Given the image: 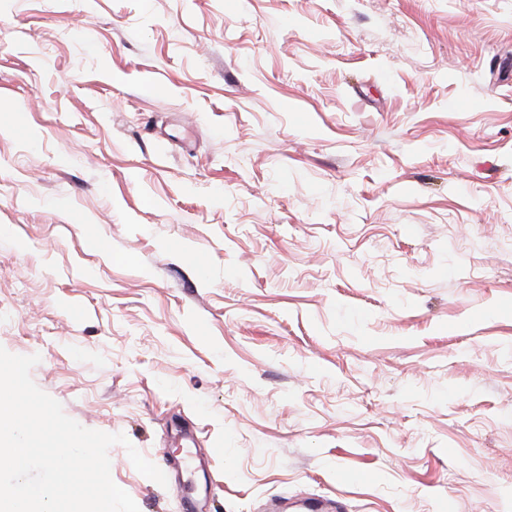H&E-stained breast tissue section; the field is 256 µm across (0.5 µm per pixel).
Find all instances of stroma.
<instances>
[{
    "instance_id": "35a3bbf8",
    "label": "stroma",
    "mask_w": 512,
    "mask_h": 512,
    "mask_svg": "<svg viewBox=\"0 0 512 512\" xmlns=\"http://www.w3.org/2000/svg\"><path fill=\"white\" fill-rule=\"evenodd\" d=\"M509 67L512 0H0V347L192 436L139 512H512Z\"/></svg>"
}]
</instances>
